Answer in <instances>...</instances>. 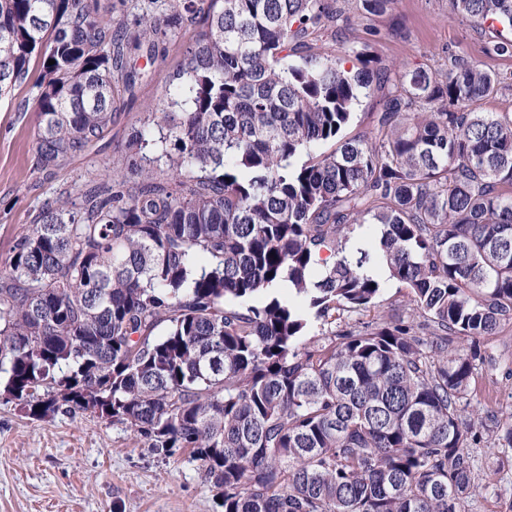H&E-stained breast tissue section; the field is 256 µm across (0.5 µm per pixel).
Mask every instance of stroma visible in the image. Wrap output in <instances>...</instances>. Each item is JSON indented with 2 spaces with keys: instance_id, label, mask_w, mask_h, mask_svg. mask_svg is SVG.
<instances>
[{
  "instance_id": "1",
  "label": "stroma",
  "mask_w": 512,
  "mask_h": 512,
  "mask_svg": "<svg viewBox=\"0 0 512 512\" xmlns=\"http://www.w3.org/2000/svg\"><path fill=\"white\" fill-rule=\"evenodd\" d=\"M334 35L322 48L368 43L379 66L405 64L447 70L462 56L486 67L510 72L512 57H492L485 48L512 30L477 27L453 16L448 0H395L381 15L363 13L357 0H336ZM190 38L183 31L169 38L154 61L135 55L146 72L132 101L115 114L104 138L85 153L55 168L33 172L39 117L37 91L31 85L0 99V265L34 212L56 189H81L88 172L124 161L132 128L154 110L170 73ZM486 347L496 364L483 367L476 389L464 404L469 418L496 403L502 417L512 416V331L490 338ZM0 512H218L213 491L189 452L163 458L148 451L124 425L82 413L45 420L25 417L20 405L0 398Z\"/></svg>"
}]
</instances>
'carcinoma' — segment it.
Returning <instances> with one entry per match:
<instances>
[{"instance_id": "1", "label": "carcinoma", "mask_w": 512, "mask_h": 512, "mask_svg": "<svg viewBox=\"0 0 512 512\" xmlns=\"http://www.w3.org/2000/svg\"><path fill=\"white\" fill-rule=\"evenodd\" d=\"M449 3L512 26V0ZM335 21L331 0H149L132 28L100 0H0V98L40 68L39 173L104 137L126 51L193 30L128 165L60 190L0 268V394L191 449L222 512H474L477 449L512 450V419L486 413L489 441L460 415L512 327V112L475 104L512 76L381 71L366 44L347 68L312 50ZM379 107L376 98H363L354 111L356 112V118L348 132L351 135L368 133L372 127L375 112H379Z\"/></svg>"}]
</instances>
